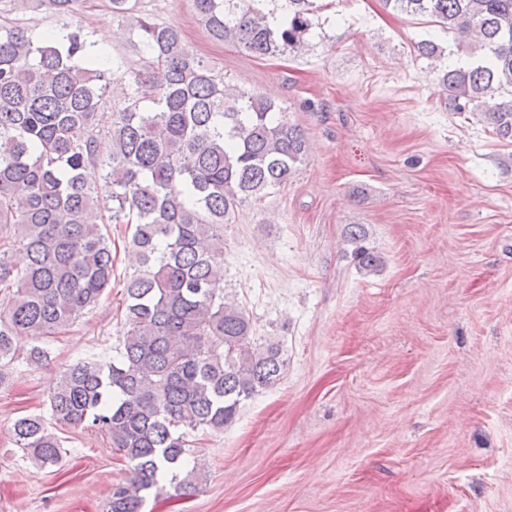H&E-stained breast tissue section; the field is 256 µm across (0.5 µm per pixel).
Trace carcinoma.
Masks as SVG:
<instances>
[{
    "label": "carcinoma",
    "instance_id": "carcinoma-1",
    "mask_svg": "<svg viewBox=\"0 0 512 512\" xmlns=\"http://www.w3.org/2000/svg\"><path fill=\"white\" fill-rule=\"evenodd\" d=\"M262 0H194L210 35L257 57L298 53L313 27V0H287L276 24ZM455 34L474 63L443 70L450 112H470L512 141V0H383ZM147 73L102 68L78 25L35 37L0 23V379L19 359L18 336H56L112 288V225L131 224L133 273L122 294L123 336L107 362L63 369L49 397L55 423L107 438L129 464L106 512H142V492L170 481L183 496L203 481L184 467L193 432L221 433L240 405L274 385L281 341L253 336L246 310L224 301V225L249 199L288 182L308 147L274 102L233 94L181 31L139 20ZM134 86L112 126L98 125L115 78ZM348 242L359 269L379 258ZM25 253L24 265L10 260ZM29 365L49 361L33 345ZM14 445L56 465L61 442L39 416L17 419Z\"/></svg>",
    "mask_w": 512,
    "mask_h": 512
}]
</instances>
